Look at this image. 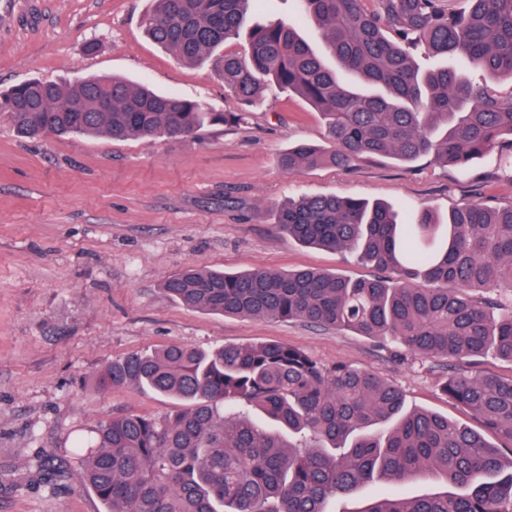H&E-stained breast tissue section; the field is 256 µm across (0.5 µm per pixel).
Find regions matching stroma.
I'll return each instance as SVG.
<instances>
[{
	"label": "stroma",
	"mask_w": 512,
	"mask_h": 512,
	"mask_svg": "<svg viewBox=\"0 0 512 512\" xmlns=\"http://www.w3.org/2000/svg\"><path fill=\"white\" fill-rule=\"evenodd\" d=\"M149 0H0V91L31 78L68 83L119 76L215 112L237 126L193 136L113 141L101 135L18 137L0 118V512H105L80 485L77 439L125 414L162 418L185 402L135 386L98 395L83 386L113 360L169 343L204 349L282 342L319 363L344 362L397 386L408 408L465 425L442 390L448 363L396 356L395 346L295 321L211 315L170 300L162 282L187 267L228 272L301 267L353 279L374 268L351 254L301 245L275 224L299 195L393 204L404 221L485 197L512 203V144L466 169L434 156L404 166L363 157L349 167L284 171L280 154L326 131L298 94L270 86L241 108L216 58L188 64L141 26ZM98 45L86 54L87 43ZM48 456L69 473L19 488L28 462Z\"/></svg>",
	"instance_id": "stroma-1"
}]
</instances>
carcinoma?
<instances>
[{
    "label": "carcinoma",
    "mask_w": 512,
    "mask_h": 512,
    "mask_svg": "<svg viewBox=\"0 0 512 512\" xmlns=\"http://www.w3.org/2000/svg\"><path fill=\"white\" fill-rule=\"evenodd\" d=\"M253 0H151L148 36L186 63L241 37ZM323 33L328 68L291 24L254 23L248 53L219 58L224 85L246 106L273 82L320 112L329 148L299 143L279 160L290 173L346 167L363 156L408 164L426 154L466 168L512 137V93L471 82L448 61L512 82V0H297ZM441 64L422 71L408 48ZM112 99V111L100 102ZM0 116L22 137L81 133L114 141L192 135L239 124L243 112H211L175 94L116 77L69 84L33 78L0 91ZM296 241L352 252L379 274L351 279L313 269L227 273L187 266L163 293L223 316L297 321L390 340L408 353L475 361L488 351L512 362V203L474 201L444 219L425 209L405 224L381 203L302 195L277 208ZM505 290L497 303L475 296ZM137 386L189 408L163 419L129 414L95 431L81 479L106 512H327L367 483L395 489L358 512H512V377L448 372V399L501 446L466 426L405 407L377 375L324 366L283 343L203 350L168 344L109 363L94 392ZM511 452L504 455L503 450ZM29 469L53 482L47 457ZM420 478L446 490L410 497L396 487Z\"/></svg>",
    "instance_id": "1"
}]
</instances>
